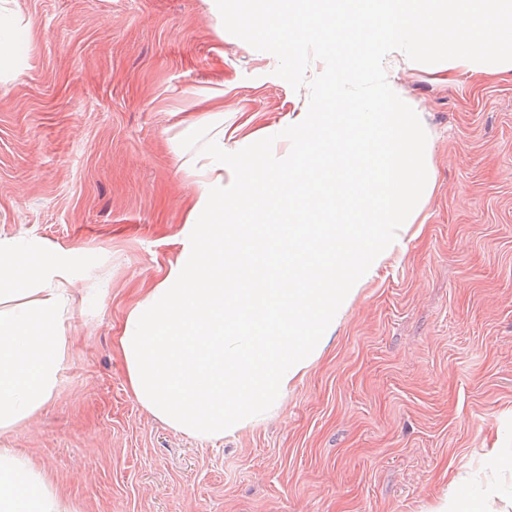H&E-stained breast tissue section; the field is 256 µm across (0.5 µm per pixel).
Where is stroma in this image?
<instances>
[{"instance_id":"obj_1","label":"stroma","mask_w":512,"mask_h":512,"mask_svg":"<svg viewBox=\"0 0 512 512\" xmlns=\"http://www.w3.org/2000/svg\"><path fill=\"white\" fill-rule=\"evenodd\" d=\"M35 31L0 81V243L62 257L75 302L58 399L10 433L79 512H429L450 482L512 504V78L440 51L390 63L429 132L434 195L280 412L202 442L132 398L114 351L138 288L180 249L201 148L177 111L286 131L336 57L293 46L283 0L257 33L235 0H17ZM179 136L181 153L169 146Z\"/></svg>"}]
</instances>
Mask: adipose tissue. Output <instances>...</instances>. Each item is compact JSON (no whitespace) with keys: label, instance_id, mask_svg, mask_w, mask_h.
Wrapping results in <instances>:
<instances>
[{"label":"adipose tissue","instance_id":"ef3b65f1","mask_svg":"<svg viewBox=\"0 0 512 512\" xmlns=\"http://www.w3.org/2000/svg\"><path fill=\"white\" fill-rule=\"evenodd\" d=\"M12 0H0V78L33 39ZM467 0H288L294 44L336 55L329 93L288 115V163L226 167L229 145L254 139L224 123V91L199 93L187 124L206 128L191 164L188 233L165 276L128 308L117 350L137 403L201 440L271 417L334 336L344 314L428 205V138L387 79L385 61L444 49L447 72H512V0H488L471 23ZM262 197L270 221L238 224ZM222 224L197 225L199 214ZM347 263L340 287L327 268ZM72 290L57 254L0 246V434L59 396ZM0 512H70L34 461L0 446Z\"/></svg>","mask_w":512,"mask_h":512}]
</instances>
